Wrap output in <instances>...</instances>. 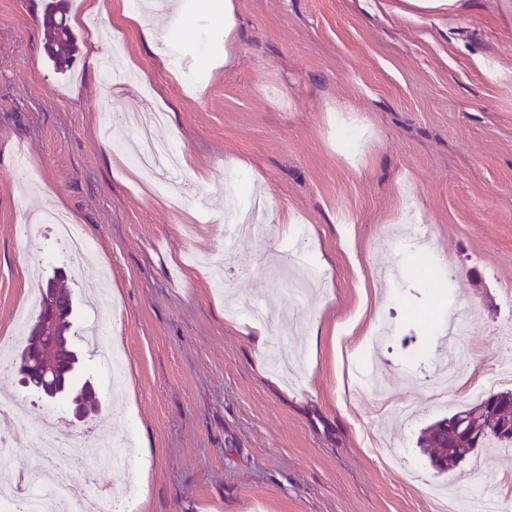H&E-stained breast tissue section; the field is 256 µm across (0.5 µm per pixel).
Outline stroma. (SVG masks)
Returning a JSON list of instances; mask_svg holds the SVG:
<instances>
[{
    "instance_id": "stroma-1",
    "label": "stroma",
    "mask_w": 512,
    "mask_h": 512,
    "mask_svg": "<svg viewBox=\"0 0 512 512\" xmlns=\"http://www.w3.org/2000/svg\"><path fill=\"white\" fill-rule=\"evenodd\" d=\"M53 0H0V340L22 341L14 315L39 312L38 278L72 260L42 207L62 206L110 269L71 278L81 373L100 411L67 408L0 377V399L27 422L54 421L70 440L132 426L139 469H93L94 453L60 458L67 478L137 494L135 512H433L417 489L483 466L482 489L512 479V447L474 449L456 471L435 469L422 429L471 397L430 400L448 355L446 322L471 320L472 359L460 385L512 361L498 332L512 322V0H449L421 11L405 0H232L224 19L183 32L177 79L160 43L104 10L75 28L69 68L56 70L43 16ZM97 31L117 60L106 79L91 55ZM159 111L152 128L187 159L166 187L127 161L129 113ZM35 170L18 175V156ZM200 192L207 206L180 210ZM430 236L403 248L404 193ZM264 238L225 262L222 234L255 198ZM321 279L290 297L286 252ZM275 325L247 336L245 310ZM120 349L133 396H113L91 346Z\"/></svg>"
}]
</instances>
